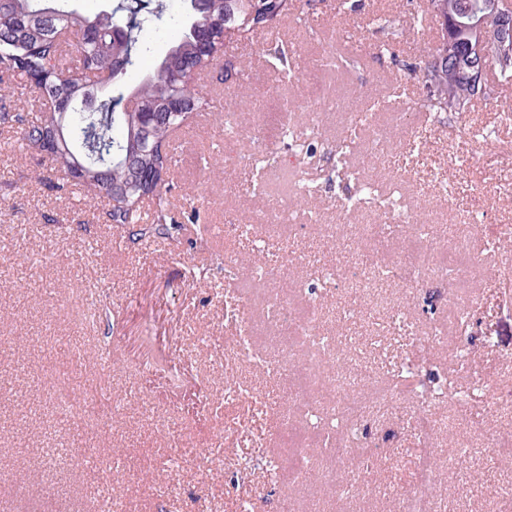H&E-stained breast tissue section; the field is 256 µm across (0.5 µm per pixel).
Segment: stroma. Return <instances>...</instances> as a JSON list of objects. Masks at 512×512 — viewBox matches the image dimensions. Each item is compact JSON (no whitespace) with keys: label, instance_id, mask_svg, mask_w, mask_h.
<instances>
[{"label":"stroma","instance_id":"stroma-1","mask_svg":"<svg viewBox=\"0 0 512 512\" xmlns=\"http://www.w3.org/2000/svg\"><path fill=\"white\" fill-rule=\"evenodd\" d=\"M288 18L228 53L238 74L198 72L212 105L173 138L180 156L168 194L180 220L167 235L106 224L105 204L61 186L51 161L30 153L17 127L0 124V512H396L421 440L417 405L400 398L370 413L377 451L361 495L322 476L294 482L284 456L291 400L282 385L236 355V314L259 317L267 272L302 280L293 309H324L323 331L346 351L334 368L367 387L385 383L413 337L434 326L432 360L458 388L485 381L481 424L448 400L452 438H440L438 512H498L512 495V459L491 441L512 435V287L496 276L512 259L511 84L487 70L485 90L463 113L428 112L412 72L440 24L428 0H294ZM348 97L351 111L330 106ZM291 106L298 128L278 127ZM315 143L300 166L295 149ZM398 184L401 207L354 208L359 182ZM293 231L277 235L279 209ZM388 234L382 259L402 264L417 244L468 235L453 279L410 288L398 278L349 290L343 274ZM204 271L193 283V271ZM108 399L58 407L60 375ZM253 393L226 391L230 378ZM465 448L449 461L448 443Z\"/></svg>","mask_w":512,"mask_h":512}]
</instances>
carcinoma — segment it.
<instances>
[{"label":"carcinoma","mask_w":512,"mask_h":512,"mask_svg":"<svg viewBox=\"0 0 512 512\" xmlns=\"http://www.w3.org/2000/svg\"><path fill=\"white\" fill-rule=\"evenodd\" d=\"M193 23L168 13L162 0H117L112 11L93 19L56 9L49 21L38 12V0H0V123L24 124L20 112L7 107L12 89L29 84L68 104L62 118L54 117L22 129L25 146L41 152L55 142L51 159L62 180L79 185L106 200L107 224H138L147 200L155 201L152 225L166 235L177 221L161 194L174 166L169 136L207 102L190 90L189 79L216 60L229 45L249 38L274 21L290 15L293 0H201ZM478 0H430L440 19L473 8ZM127 30L124 42H112V27ZM170 30V45L159 60L147 54L140 33L145 25ZM83 32L76 46L79 66L64 63L70 43L61 31ZM448 44L437 40L431 59L414 67L433 92L422 106L430 112H463L476 96L466 73L471 56L468 36L460 32L448 61ZM144 71L140 82L128 87L127 73ZM97 98V109L81 108ZM423 367L409 360L395 383L411 389L423 401L452 395L461 401L470 394L453 392L445 383L421 379Z\"/></svg>","instance_id":"1"}]
</instances>
